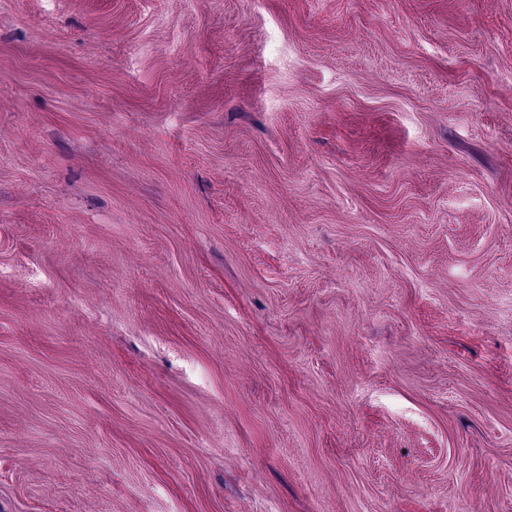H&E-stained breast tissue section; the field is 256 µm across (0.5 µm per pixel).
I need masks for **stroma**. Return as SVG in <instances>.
Returning a JSON list of instances; mask_svg holds the SVG:
<instances>
[{
    "mask_svg": "<svg viewBox=\"0 0 512 512\" xmlns=\"http://www.w3.org/2000/svg\"><path fill=\"white\" fill-rule=\"evenodd\" d=\"M0 512H512V0H0Z\"/></svg>",
    "mask_w": 512,
    "mask_h": 512,
    "instance_id": "1",
    "label": "stroma"
}]
</instances>
